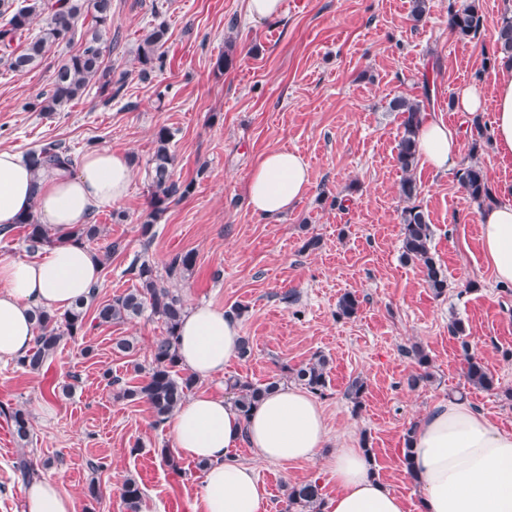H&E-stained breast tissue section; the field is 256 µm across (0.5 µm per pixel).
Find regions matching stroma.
I'll return each mask as SVG.
<instances>
[{
	"label": "stroma",
	"mask_w": 512,
	"mask_h": 512,
	"mask_svg": "<svg viewBox=\"0 0 512 512\" xmlns=\"http://www.w3.org/2000/svg\"><path fill=\"white\" fill-rule=\"evenodd\" d=\"M480 41L458 40L444 5L414 25L410 0H284L281 16L253 23L246 0H112V26L103 35L105 63L125 86L110 106L98 84L57 112H34L29 102L48 89L64 55L55 48L43 63L16 74L0 63V147L24 153L43 140L70 148L75 158L92 149L127 153L133 177L126 198L93 217L106 241L121 243L104 266L97 300L133 287L126 269L147 254L164 268L176 253L196 255L192 271L170 286L185 305L224 309L252 344L198 389L223 390L231 378L261 383L282 376L314 355L329 360L320 396L332 443L369 445L372 469L422 512L421 495L403 464L408 429L436 404L460 398L512 433V287L495 282L480 243L479 209L466 198L455 172L417 165L418 202L431 224V252L448 278L443 294L428 287L418 265L401 258L399 196L402 171L396 146L403 117L390 111L397 95L429 98L428 110L460 128L462 163L478 159L493 189L512 185V157L494 146L471 154L470 121L449 109L464 88L493 98L499 68H484L495 30L512 0H479ZM168 30L165 66L141 77L137 48L157 24ZM231 53L233 64L217 71ZM173 138L175 179L192 183L169 204L145 243L141 226L150 211L148 168L154 134ZM297 152L312 186L287 215L270 222L247 204L246 186L258 158L272 150ZM318 238L317 249L307 242ZM359 300L350 318L339 316L343 293ZM293 303H286L284 295ZM462 321L465 339L450 331ZM163 331L150 316L95 326L63 339L42 373L0 363V405L28 411L32 432L20 446L0 416V512H21L25 480L14 470L19 455L37 476L55 479L75 512H127L122 484L143 490L142 512H190L204 477L195 461L172 471L159 451L171 447L166 426L155 425L149 405L124 399L122 390L144 382L134 364H148ZM136 342L133 354L113 351L115 338ZM428 356V379L412 347ZM480 358L494 390L470 385L465 355ZM112 379H105L104 371ZM365 383L361 401L347 390ZM330 449L288 465L261 463L266 512H285L288 486L318 481L333 489ZM97 483L99 498L87 492Z\"/></svg>",
	"instance_id": "stroma-1"
}]
</instances>
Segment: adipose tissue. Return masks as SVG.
Returning <instances> with one entry per match:
<instances>
[{"mask_svg": "<svg viewBox=\"0 0 512 512\" xmlns=\"http://www.w3.org/2000/svg\"><path fill=\"white\" fill-rule=\"evenodd\" d=\"M457 111H491L493 142L512 154V64L503 65L492 100L473 88L460 92ZM418 155L422 164L446 172L460 163L455 131L423 114ZM133 171L127 154L94 149L76 168L33 173L26 160L0 149V230L26 214L59 230L90 223L99 210L122 201ZM311 186L307 164L278 149L254 164L247 202L271 221L287 213ZM484 255L496 282L512 284V203L498 202L480 214ZM103 266L87 245L65 240L30 258L0 253V363L14 361L34 344V309L64 312L87 297L102 279ZM241 328L223 309L188 308L180 327L179 358L198 378L222 374L239 357ZM177 452L209 467L191 512H265L266 490L257 463L315 459L328 439L321 403L307 389L288 386L268 394L242 416L223 393L195 394L167 421ZM247 447L250 460L237 450ZM413 475L423 512H512V433L502 431L468 403L450 401L430 409L411 436ZM329 466L336 487L322 512H406L404 500L373 472L361 448L339 445ZM21 512H74L72 497L50 477L25 489Z\"/></svg>", "mask_w": 512, "mask_h": 512, "instance_id": "obj_1", "label": "adipose tissue"}]
</instances>
